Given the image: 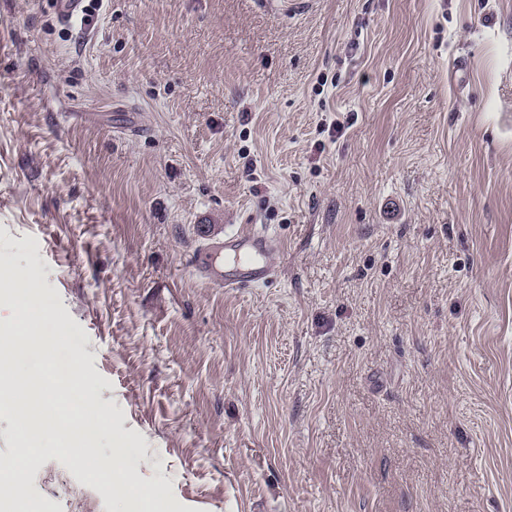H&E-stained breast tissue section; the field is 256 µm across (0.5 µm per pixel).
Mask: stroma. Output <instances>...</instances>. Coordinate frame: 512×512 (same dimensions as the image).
Returning a JSON list of instances; mask_svg holds the SVG:
<instances>
[{"instance_id":"1","label":"stroma","mask_w":512,"mask_h":512,"mask_svg":"<svg viewBox=\"0 0 512 512\" xmlns=\"http://www.w3.org/2000/svg\"><path fill=\"white\" fill-rule=\"evenodd\" d=\"M1 271L166 512H512V0H0ZM54 438L14 507L117 512ZM275 250L274 236L264 230L249 228L224 241L210 240L197 252L193 265L216 286L246 288L272 278L274 269L265 259ZM224 254L231 256L237 267L235 277H224Z\"/></svg>"}]
</instances>
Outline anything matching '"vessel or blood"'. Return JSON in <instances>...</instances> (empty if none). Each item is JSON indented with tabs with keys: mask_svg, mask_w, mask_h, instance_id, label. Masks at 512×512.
Listing matches in <instances>:
<instances>
[{
	"mask_svg": "<svg viewBox=\"0 0 512 512\" xmlns=\"http://www.w3.org/2000/svg\"><path fill=\"white\" fill-rule=\"evenodd\" d=\"M276 249V239L266 231L249 228L224 240H212L194 257L193 265L214 285L224 288H246L270 280L273 267L266 258ZM232 257L238 273L224 275V259Z\"/></svg>",
	"mask_w": 512,
	"mask_h": 512,
	"instance_id": "obj_1",
	"label": "vessel or blood"
}]
</instances>
